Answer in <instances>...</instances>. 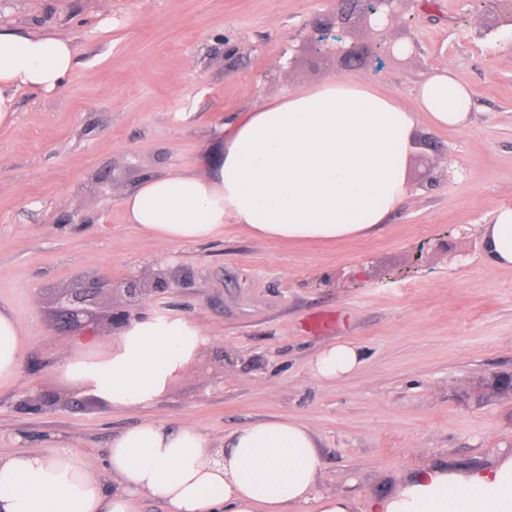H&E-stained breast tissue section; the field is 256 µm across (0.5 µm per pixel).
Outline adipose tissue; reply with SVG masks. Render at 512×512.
<instances>
[{"instance_id":"obj_1","label":"adipose tissue","mask_w":512,"mask_h":512,"mask_svg":"<svg viewBox=\"0 0 512 512\" xmlns=\"http://www.w3.org/2000/svg\"><path fill=\"white\" fill-rule=\"evenodd\" d=\"M77 51L62 35L0 27V125L12 122L19 92L58 90ZM416 99L409 111L395 96L340 78L288 91L223 128L224 153L209 176L168 172L125 193L126 221L174 244L211 240L228 224L290 242L365 235L402 202L419 119L468 125L473 92L451 70L430 76ZM485 251L492 264L512 267V208L486 227ZM209 342L186 318L148 314L112 337L104 355L96 334L76 337L61 372L113 406L147 409ZM20 349L18 325L0 308V384L17 379ZM361 363L355 344L338 341L318 353L311 374L334 381ZM318 448L314 429L288 416L242 425L220 442L148 420L114 436L98 468L52 436L0 456V512H135L142 498L166 512H354L352 495L322 490ZM367 512H512V449L485 467L407 473Z\"/></svg>"}]
</instances>
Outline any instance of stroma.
<instances>
[{"instance_id": "obj_1", "label": "stroma", "mask_w": 512, "mask_h": 512, "mask_svg": "<svg viewBox=\"0 0 512 512\" xmlns=\"http://www.w3.org/2000/svg\"><path fill=\"white\" fill-rule=\"evenodd\" d=\"M487 7L409 0L389 33L408 52L345 72L306 39L326 0H0V25L78 47L63 85L19 93L0 126V307L23 338L19 376L0 386V453L55 435L100 463L148 418L220 439L290 416L317 431L325 488L365 504L408 470L485 466L512 448V399L478 386L512 372V267L484 247L512 208V28L490 29ZM444 69L474 92L469 125H417L403 201L366 236L288 243L228 224L180 245L125 221L123 192L209 173L223 126L289 89L344 76L412 110ZM101 273L165 279L151 311L210 337L149 409L113 407L61 375L74 337L109 331L95 316L61 319L58 297ZM339 340L361 365L314 379L312 361Z\"/></svg>"}]
</instances>
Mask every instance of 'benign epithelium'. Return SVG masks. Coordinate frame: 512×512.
<instances>
[{
  "mask_svg": "<svg viewBox=\"0 0 512 512\" xmlns=\"http://www.w3.org/2000/svg\"><path fill=\"white\" fill-rule=\"evenodd\" d=\"M406 0H334L333 21L326 24L318 19L311 23L310 41L320 53L334 57L345 67L360 64L365 59V48L360 41L356 24L364 27L368 36L387 55H394V43L388 32L401 16V5ZM140 278H126L119 282L91 278L85 288L65 295L63 312L71 317L95 307L104 310L108 328L116 331L147 310L152 292Z\"/></svg>",
  "mask_w": 512,
  "mask_h": 512,
  "instance_id": "7a95c632",
  "label": "benign epithelium"
}]
</instances>
